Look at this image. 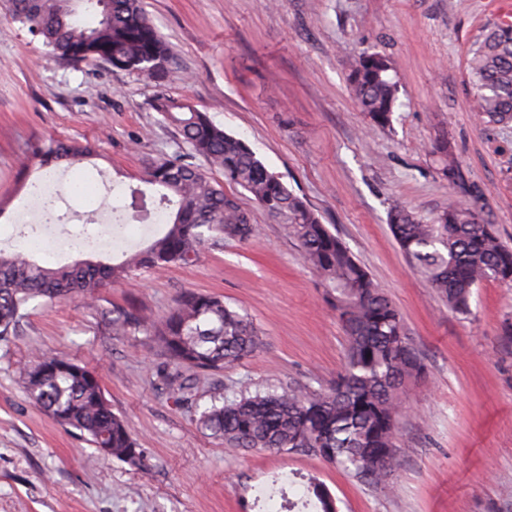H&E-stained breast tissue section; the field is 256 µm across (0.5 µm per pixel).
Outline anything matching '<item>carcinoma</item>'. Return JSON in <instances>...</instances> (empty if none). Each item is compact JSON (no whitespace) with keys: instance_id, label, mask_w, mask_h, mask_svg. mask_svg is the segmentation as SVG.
I'll list each match as a JSON object with an SVG mask.
<instances>
[{"instance_id":"obj_1","label":"carcinoma","mask_w":512,"mask_h":512,"mask_svg":"<svg viewBox=\"0 0 512 512\" xmlns=\"http://www.w3.org/2000/svg\"><path fill=\"white\" fill-rule=\"evenodd\" d=\"M18 21L41 38L53 57L88 66L106 64L129 74L160 81L173 63L170 49L147 17L142 0H12ZM93 10V24L73 20ZM481 120L490 126L512 123V25L488 29L468 59ZM392 60L380 53L355 59L348 83L369 123L390 124L397 100ZM154 108L176 126L189 152L148 156L140 182L159 193L172 209L166 230L117 263L85 261L45 267L19 252H0V338L11 335L30 307L49 308L128 278L142 269L186 266L206 250L226 242L252 240L253 217L230 184L246 192L298 245L305 264L321 278L328 303L348 335L343 370L327 389L288 387L213 399L199 412L202 430L232 448L300 452L321 458L370 484H382L401 467L394 447L399 413L398 391L424 372V364L403 319L384 291L349 248L322 224L319 214L280 177L270 172L240 139L216 126L186 99L159 95ZM42 164H72L92 154L88 145L52 142L41 147ZM444 174L455 177V156L442 141L435 147ZM202 157L224 176L214 180L196 166ZM147 195L136 187L121 211L143 220ZM390 229L413 269L448 304L451 312L471 314L473 288L494 279L512 283V250L501 244L492 225L475 210L449 201L431 219L399 202L388 210ZM114 336L142 332L169 364L200 373L220 371L258 351L261 339L247 314L214 294L182 293L169 312L147 326L134 308L105 312ZM162 389L184 401L193 380L177 371L160 376ZM24 388L54 421L87 436L97 449L132 464L141 451L125 422L112 413L98 378L57 355L36 354L24 370ZM312 494L320 512H336L333 497L320 485Z\"/></svg>"}]
</instances>
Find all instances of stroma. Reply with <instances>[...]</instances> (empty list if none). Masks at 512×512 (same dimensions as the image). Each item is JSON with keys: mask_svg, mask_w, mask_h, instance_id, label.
<instances>
[{"mask_svg": "<svg viewBox=\"0 0 512 512\" xmlns=\"http://www.w3.org/2000/svg\"><path fill=\"white\" fill-rule=\"evenodd\" d=\"M174 62L164 83L103 65L52 59L0 0V233L10 234L43 171L50 142L90 143L73 175L139 186L144 157L185 153L156 112L165 94L193 102L303 196L401 313L425 371L399 393L400 470L372 485L300 453L230 448L197 425V406L266 388L329 387L347 353L344 329L298 248L248 197L254 237L205 251L187 267L138 272L89 301L30 311L0 340V512H283L324 486L337 512H512V287L473 290L461 317L413 271L395 241L393 200L432 217L456 198L512 248V124L488 126L467 60L512 0H143ZM380 52L396 67L389 126H371L353 99L355 58ZM448 141L459 177L443 175L432 146ZM46 218L80 231L87 215L70 182ZM184 291L218 294L245 312L262 345L223 371L197 374L194 405L156 388L164 360L144 336H114L103 311L163 316ZM94 371L143 461L102 453L57 424L22 387L32 352ZM286 496L255 508L259 489Z\"/></svg>", "mask_w": 512, "mask_h": 512, "instance_id": "35a3bbf8", "label": "stroma"}]
</instances>
